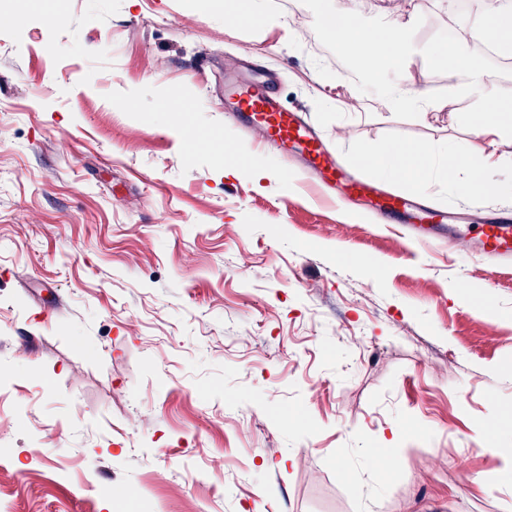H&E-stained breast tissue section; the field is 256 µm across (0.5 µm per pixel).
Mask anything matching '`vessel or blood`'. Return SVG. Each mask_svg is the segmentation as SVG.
I'll list each match as a JSON object with an SVG mask.
<instances>
[{"mask_svg":"<svg viewBox=\"0 0 512 512\" xmlns=\"http://www.w3.org/2000/svg\"><path fill=\"white\" fill-rule=\"evenodd\" d=\"M224 99L233 117L242 124L257 127L264 138L285 151L298 152L307 169L328 190L369 198L384 221L401 224H440L442 212L422 208L409 197L383 192L364 176L347 178L343 164L315 134L300 115L284 110L277 99L275 82L269 77L228 71L223 76ZM478 251L486 259L512 256V217L494 216L484 224Z\"/></svg>","mask_w":512,"mask_h":512,"instance_id":"obj_1","label":"vessel or blood"}]
</instances>
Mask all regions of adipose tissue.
I'll return each instance as SVG.
<instances>
[{
    "mask_svg": "<svg viewBox=\"0 0 512 512\" xmlns=\"http://www.w3.org/2000/svg\"><path fill=\"white\" fill-rule=\"evenodd\" d=\"M339 15L344 22L338 26L334 19ZM322 22L334 27L333 39L341 51L349 58L362 60L365 71L373 77L388 61H406L415 51L408 25L392 19L384 29H373L361 17L355 0H345L340 8L328 6ZM471 26L478 33L489 34L500 55L512 56V0H492L490 8L477 15ZM429 58L447 67L449 73L460 74L461 97L475 102L469 123L478 135L492 141L512 135V96L502 91L493 72L456 46L441 45ZM382 92L392 112L423 113L437 105L423 87L386 83ZM357 159L377 175L410 187L427 189L440 181L452 185L461 196L512 195V183L491 179L495 159L490 154L472 158L450 148L427 149L418 144L386 142L364 148Z\"/></svg>",
    "mask_w": 512,
    "mask_h": 512,
    "instance_id": "adipose-tissue-1",
    "label": "adipose tissue"
}]
</instances>
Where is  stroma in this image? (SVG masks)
Here are the masks:
<instances>
[{
  "label": "stroma",
  "mask_w": 512,
  "mask_h": 512,
  "mask_svg": "<svg viewBox=\"0 0 512 512\" xmlns=\"http://www.w3.org/2000/svg\"><path fill=\"white\" fill-rule=\"evenodd\" d=\"M224 2L0 0V512H512V487L477 486L512 445L474 441L512 415V263L322 198L227 119L213 74L242 54L278 72L282 106L346 164L366 144L445 143L495 153L512 182V136L474 133L468 100L415 114L359 81L324 91L321 0H268L306 26L290 44L232 26ZM487 7L358 0L422 50L457 28L512 94L472 32ZM417 199L471 240L512 211L447 185ZM394 424L414 428L406 462L370 466Z\"/></svg>",
  "instance_id": "obj_1"
}]
</instances>
